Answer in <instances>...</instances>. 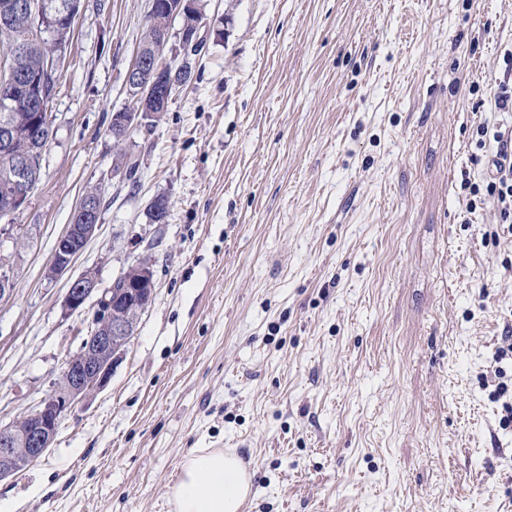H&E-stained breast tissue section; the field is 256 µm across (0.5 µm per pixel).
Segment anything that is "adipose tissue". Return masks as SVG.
Instances as JSON below:
<instances>
[{
    "instance_id": "ef3b65f1",
    "label": "adipose tissue",
    "mask_w": 512,
    "mask_h": 512,
    "mask_svg": "<svg viewBox=\"0 0 512 512\" xmlns=\"http://www.w3.org/2000/svg\"><path fill=\"white\" fill-rule=\"evenodd\" d=\"M251 494L252 476L236 454L203 448L181 465L174 512H241Z\"/></svg>"
}]
</instances>
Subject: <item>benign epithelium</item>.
I'll return each mask as SVG.
<instances>
[{
    "label": "benign epithelium",
    "mask_w": 512,
    "mask_h": 512,
    "mask_svg": "<svg viewBox=\"0 0 512 512\" xmlns=\"http://www.w3.org/2000/svg\"><path fill=\"white\" fill-rule=\"evenodd\" d=\"M71 7L73 3L65 4L61 0H15L5 10L4 18H10L14 12H23L33 28L49 32L50 24L61 13H71ZM202 26L203 21H198L192 41L183 36L181 27L175 31L167 30L166 40L178 38L182 61L198 55L203 42ZM177 70L173 61L161 57L158 64L151 66L149 82L140 93L157 104L168 106L173 95L168 72ZM13 83L26 91L24 103H36L43 109L50 107L52 96L45 94V81L16 75ZM160 116L159 112L116 111L112 123L115 129L125 132L124 140L128 141L135 135L150 132ZM53 122V115H48V135L40 132L22 148L15 147L12 124L8 121L0 123V149L14 162L12 177L0 187L12 191L21 211L31 204L32 190L42 177L44 143L53 136ZM77 210L84 213V223L67 225L57 238L45 268L49 279L68 271L98 230L101 209L90 201H81ZM154 293L153 271L146 262L120 273L107 288L100 287L94 272H86L70 283L64 301L66 311H81L92 297H98L94 328L81 348L66 360L59 381L39 406L13 423L0 424V480L27 469L40 459L55 440L65 415L106 385L117 356L130 343L140 316L148 309L149 303L145 299H153Z\"/></svg>",
    "instance_id": "benign-epithelium-1"
}]
</instances>
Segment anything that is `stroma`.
<instances>
[{
	"label": "stroma",
	"mask_w": 512,
	"mask_h": 512,
	"mask_svg": "<svg viewBox=\"0 0 512 512\" xmlns=\"http://www.w3.org/2000/svg\"><path fill=\"white\" fill-rule=\"evenodd\" d=\"M148 137L111 116L150 0H82L42 180L0 257V424L93 327L72 280L149 262L155 298L100 392L0 480V512H172L186 456L234 451L242 512H512V427L482 377L512 328V238L474 205L512 0H205ZM139 163L138 189L118 168ZM96 236L44 275L84 192ZM158 194L165 223H149Z\"/></svg>",
	"instance_id": "35a3bbf8"
}]
</instances>
